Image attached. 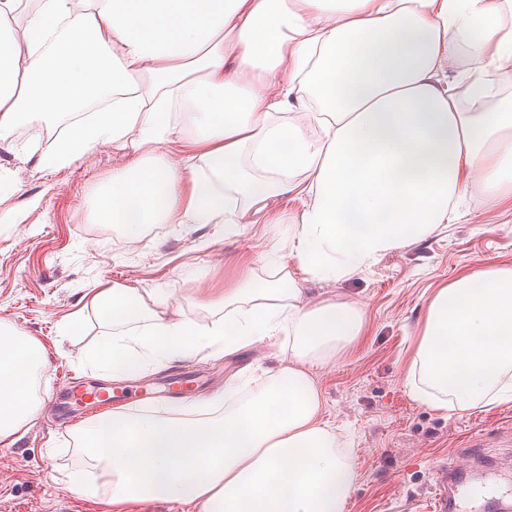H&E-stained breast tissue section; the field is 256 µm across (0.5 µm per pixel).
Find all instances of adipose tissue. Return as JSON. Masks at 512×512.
Segmentation results:
<instances>
[{
  "instance_id": "adipose-tissue-1",
  "label": "adipose tissue",
  "mask_w": 512,
  "mask_h": 512,
  "mask_svg": "<svg viewBox=\"0 0 512 512\" xmlns=\"http://www.w3.org/2000/svg\"><path fill=\"white\" fill-rule=\"evenodd\" d=\"M0 0V140L21 124L74 116L54 168L102 144L151 151L114 170L94 223L294 225L273 233L301 273L225 289L213 356L285 334L291 364L242 400L233 378L188 420L115 411L83 427L84 478L111 503L177 501L194 512H343L355 483L343 440L321 417L312 365L361 336V309L301 302L430 236L466 200L512 187V94L463 110L512 59V0ZM466 66L448 73L460 48ZM100 111H91V104ZM192 129L174 164L153 148ZM292 196L297 211L275 210ZM105 330L91 362L122 375L201 352L197 330L157 297L98 289ZM44 353L0 323V439L35 412ZM406 385L444 410L512 402V264L434 292Z\"/></svg>"
}]
</instances>
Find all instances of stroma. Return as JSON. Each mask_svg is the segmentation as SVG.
I'll return each instance as SVG.
<instances>
[{
    "label": "stroma",
    "instance_id": "35a3bbf8",
    "mask_svg": "<svg viewBox=\"0 0 512 512\" xmlns=\"http://www.w3.org/2000/svg\"><path fill=\"white\" fill-rule=\"evenodd\" d=\"M65 131L55 118L0 140V321L33 337L45 354L36 411L0 440V512H185L176 502L111 505L107 494L91 498L70 483L85 458L78 425L62 426L58 418L66 387L160 383L185 370L200 377L202 398L223 391L235 373L247 396L288 356V338L231 357L191 353L130 377L113 376L85 361L101 332L93 295L115 283L134 286L164 300L173 320L192 321L205 332L223 318L218 301L234 281H274L299 270L287 252L269 257L263 224L233 236L220 224L192 230L153 224L131 234L91 223L89 204L99 187L137 152L104 144L66 165L43 167L42 157ZM503 262L512 264V194L494 206L464 203L455 222L388 253L359 276L308 284L304 299L331 298L365 314L363 335L314 369L323 418L347 433L356 464L347 512H424L437 466L466 465L458 451L476 438L508 469L496 488L512 490V402L441 411L415 400L405 385L434 290ZM75 317L82 320L80 333H63L62 324Z\"/></svg>",
    "mask_w": 512,
    "mask_h": 512
}]
</instances>
